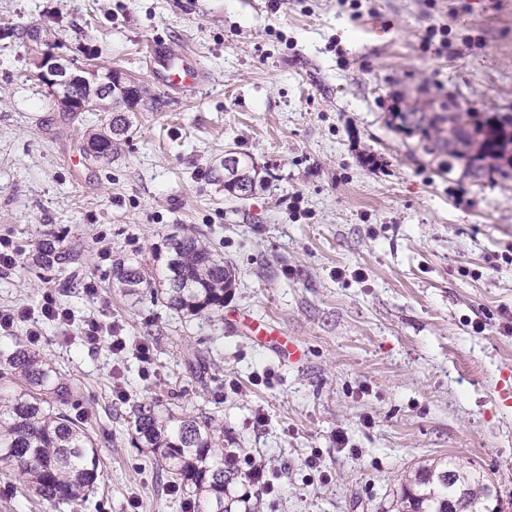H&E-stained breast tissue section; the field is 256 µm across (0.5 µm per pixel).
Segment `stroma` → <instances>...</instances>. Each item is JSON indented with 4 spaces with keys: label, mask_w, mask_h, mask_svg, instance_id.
Returning <instances> with one entry per match:
<instances>
[{
    "label": "stroma",
    "mask_w": 512,
    "mask_h": 512,
    "mask_svg": "<svg viewBox=\"0 0 512 512\" xmlns=\"http://www.w3.org/2000/svg\"><path fill=\"white\" fill-rule=\"evenodd\" d=\"M433 25L448 32L437 51L422 44ZM45 30L75 67L143 87L111 160L83 151L100 113L59 111L38 80L30 37ZM156 45L193 54L199 90L151 71ZM450 94L512 108V0H0V240L20 251L0 310L52 288L73 311L67 335L41 323L37 348L78 383L103 471L55 512H181L131 444L130 408L152 399L266 464L277 495L247 489L261 512H396L406 476L448 458L512 512V405L496 394L512 371V182L444 170L394 117ZM228 152L253 165L250 195L225 190ZM179 226L236 269L221 313L112 285L113 262L155 268ZM53 237L82 254L47 271L34 255ZM247 315L299 341L301 361L259 344ZM93 316L121 326L122 356L81 343Z\"/></svg>",
    "instance_id": "1"
}]
</instances>
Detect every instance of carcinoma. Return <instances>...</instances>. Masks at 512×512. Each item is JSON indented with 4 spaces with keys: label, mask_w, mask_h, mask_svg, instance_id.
<instances>
[{
    "label": "carcinoma",
    "mask_w": 512,
    "mask_h": 512,
    "mask_svg": "<svg viewBox=\"0 0 512 512\" xmlns=\"http://www.w3.org/2000/svg\"><path fill=\"white\" fill-rule=\"evenodd\" d=\"M450 102L464 111L434 115L422 129L424 137L435 132V147L446 153L448 128L467 119L476 137L469 139L472 159L465 172L476 180L483 174L512 180V113L494 112L480 119L470 101ZM117 126L123 134L130 129L127 118L117 113L90 136L99 147L95 157L118 150L122 137L112 136ZM164 248L158 278L151 281L141 264L119 260L112 269L113 285L136 295L152 283L153 299L187 317L222 311L232 270L204 235L174 232L165 238ZM37 260L52 268L73 262L74 254L61 240L45 239L37 245ZM73 399V383L35 349L16 342L0 351V467L16 471L45 508L84 497L102 477L94 435L86 419L68 409ZM129 420L133 447L152 456L162 473L192 491V512H232L230 486L239 475L224 466V427L207 418L164 411L157 400L134 404ZM492 495L490 484L450 459L443 469L416 473L403 489L401 508L448 512L449 501L457 500L459 512H487Z\"/></svg>",
    "instance_id": "obj_1"
}]
</instances>
